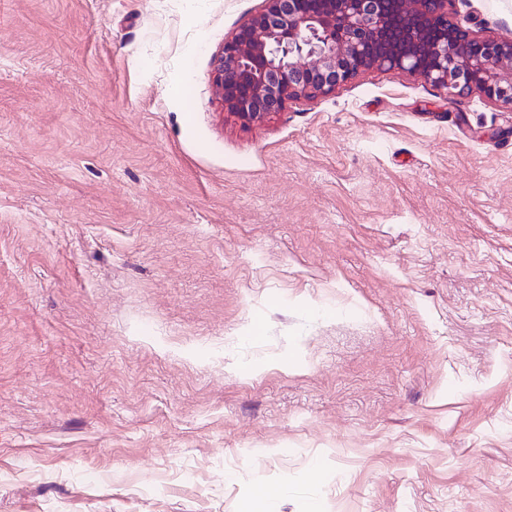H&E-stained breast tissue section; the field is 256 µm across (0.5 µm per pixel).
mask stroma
<instances>
[{
  "mask_svg": "<svg viewBox=\"0 0 512 512\" xmlns=\"http://www.w3.org/2000/svg\"><path fill=\"white\" fill-rule=\"evenodd\" d=\"M263 7L0 0V512H512V108L370 69L241 125Z\"/></svg>",
  "mask_w": 512,
  "mask_h": 512,
  "instance_id": "obj_1",
  "label": "stroma"
}]
</instances>
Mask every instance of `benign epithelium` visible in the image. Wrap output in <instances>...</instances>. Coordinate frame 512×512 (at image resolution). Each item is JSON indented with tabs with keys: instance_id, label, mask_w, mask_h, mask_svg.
<instances>
[{
	"instance_id": "7a95c632",
	"label": "benign epithelium",
	"mask_w": 512,
	"mask_h": 512,
	"mask_svg": "<svg viewBox=\"0 0 512 512\" xmlns=\"http://www.w3.org/2000/svg\"><path fill=\"white\" fill-rule=\"evenodd\" d=\"M448 2L265 0L224 38L213 69L218 98L250 126L377 68L512 106V39L463 28Z\"/></svg>"
}]
</instances>
